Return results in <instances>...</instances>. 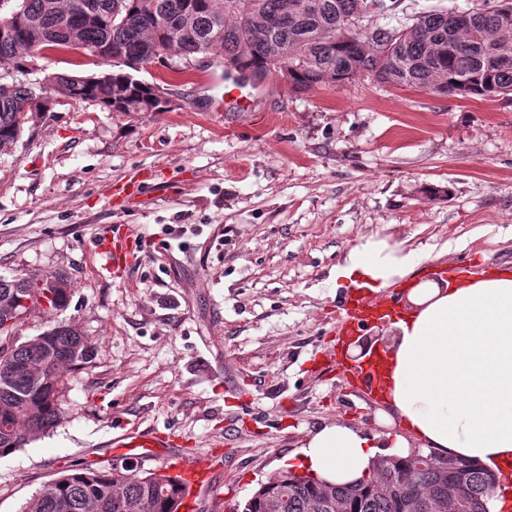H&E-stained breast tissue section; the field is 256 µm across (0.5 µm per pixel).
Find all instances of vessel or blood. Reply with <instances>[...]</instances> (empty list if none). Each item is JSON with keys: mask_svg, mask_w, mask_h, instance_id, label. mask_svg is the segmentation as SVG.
<instances>
[{"mask_svg": "<svg viewBox=\"0 0 512 512\" xmlns=\"http://www.w3.org/2000/svg\"><path fill=\"white\" fill-rule=\"evenodd\" d=\"M254 92L252 83L242 80L240 73L227 71L224 75V105L227 108L245 107ZM145 178L132 177L125 183L112 186L108 199L116 203H125L141 194ZM97 251L103 257V271L118 274L143 259V251L139 244V232L130 224H114L100 235ZM373 304L364 299H353L343 306L344 319L353 326H360L368 321ZM183 441L173 434L155 431L140 432L137 430L125 433L112 441L116 456L127 455L128 452L141 450L143 455L160 457L170 466L176 468L183 480L195 487H209L212 469L206 455L182 448Z\"/></svg>", "mask_w": 512, "mask_h": 512, "instance_id": "obj_1", "label": "vessel or blood"}]
</instances>
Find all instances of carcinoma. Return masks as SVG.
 Returning a JSON list of instances; mask_svg holds the SVG:
<instances>
[{
  "mask_svg": "<svg viewBox=\"0 0 512 512\" xmlns=\"http://www.w3.org/2000/svg\"><path fill=\"white\" fill-rule=\"evenodd\" d=\"M307 0H18L23 31L0 34V67H22L52 50H81L107 70L93 75L48 73L54 95L68 102L95 103L114 112H160L156 85L136 78L130 62L177 57L186 63L211 56L255 77L288 74L295 89L342 85L370 74L389 85L418 87L444 96L496 97L512 93V23L500 11L512 0H482L470 24L458 27L452 12H418L412 24L381 20L396 0H374L376 17L361 32L344 27L342 13L362 12L369 0H313L311 10L288 8ZM494 39L475 41L477 32ZM394 39L389 57L378 48ZM26 82H0V149L22 132L21 111L30 103ZM45 281L0 277V334L40 298L54 310L70 300L68 278ZM95 346L79 328L63 321L36 338L0 348V456L43 434L65 415L63 365L84 366ZM467 474L466 486L457 474ZM501 484L482 468L442 459L381 458L377 474L353 485L331 486L286 472L265 483L244 512H428L455 496L473 499L472 512H489ZM186 487L175 476L140 477L125 467L83 468L61 474L33 498L25 512H177Z\"/></svg>",
  "mask_w": 512,
  "mask_h": 512,
  "instance_id": "carcinoma-1",
  "label": "carcinoma"
}]
</instances>
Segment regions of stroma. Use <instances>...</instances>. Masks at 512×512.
<instances>
[{
	"label": "stroma",
	"mask_w": 512,
	"mask_h": 512,
	"mask_svg": "<svg viewBox=\"0 0 512 512\" xmlns=\"http://www.w3.org/2000/svg\"><path fill=\"white\" fill-rule=\"evenodd\" d=\"M139 79L177 94L166 112L63 103L33 114L0 151V275L65 272L66 310L37 308L10 340L65 320L95 343L64 369L65 416L0 456V512H23L61 471L111 468L112 436L171 432L214 452L213 491L193 512H242L329 422L377 431L378 406L330 368L345 336L336 313L355 293L335 279L362 238L433 253L417 275L512 264V94L440 96L378 83L292 90L271 79L247 112L224 109V68L173 58ZM137 170L147 203L104 191ZM133 224L149 248L121 277L100 272L103 229ZM190 248L158 256L164 225Z\"/></svg>",
	"instance_id": "1"
}]
</instances>
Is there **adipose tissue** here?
<instances>
[{
  "label": "adipose tissue",
  "mask_w": 512,
  "mask_h": 512,
  "mask_svg": "<svg viewBox=\"0 0 512 512\" xmlns=\"http://www.w3.org/2000/svg\"><path fill=\"white\" fill-rule=\"evenodd\" d=\"M422 259L404 242L369 238L337 265V278L368 295L406 281L405 306L387 318L378 354L387 432L323 424L298 450L308 477L354 484L372 478L378 455L417 447L512 478V269L451 283L415 278Z\"/></svg>",
  "instance_id": "ef3b65f1"
}]
</instances>
